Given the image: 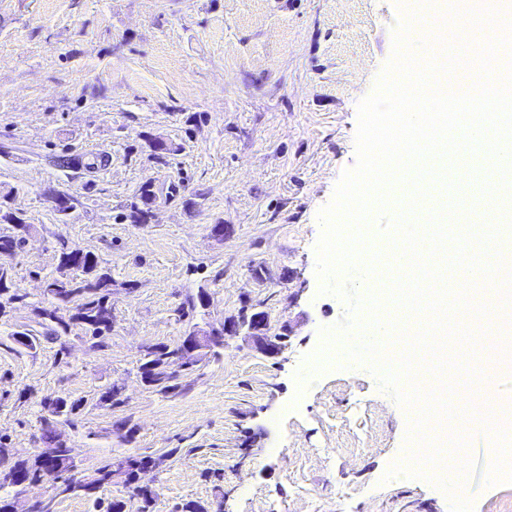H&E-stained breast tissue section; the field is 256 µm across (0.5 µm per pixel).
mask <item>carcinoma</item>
I'll return each mask as SVG.
<instances>
[{
	"label": "carcinoma",
	"mask_w": 512,
	"mask_h": 512,
	"mask_svg": "<svg viewBox=\"0 0 512 512\" xmlns=\"http://www.w3.org/2000/svg\"><path fill=\"white\" fill-rule=\"evenodd\" d=\"M154 198L151 186L146 184L140 188L139 200L141 204L133 203L130 206L132 222L145 224L148 221L150 204ZM26 237L10 231L8 235L0 236V296H8L12 301L17 296L13 290L15 270L11 262L16 250L25 243ZM70 266L71 270L66 276H58L49 280V287L53 288L52 294L75 305L76 315L72 322L66 323L61 319H47V333L52 336H61L69 333L71 328L77 326L99 346L112 326V304L109 301L112 294V276L110 272L102 268L95 257L87 255L77 257L75 250L64 248L60 254L59 268ZM45 461L37 454L31 459L17 460L9 464L8 469L14 473H20L31 485L38 484L39 473ZM113 464L107 463L94 472V479L86 484H75L69 479H63L58 487V494L68 496H82L94 501V505L101 506V500L97 493L106 485L114 484L112 480Z\"/></svg>",
	"instance_id": "carcinoma-1"
}]
</instances>
